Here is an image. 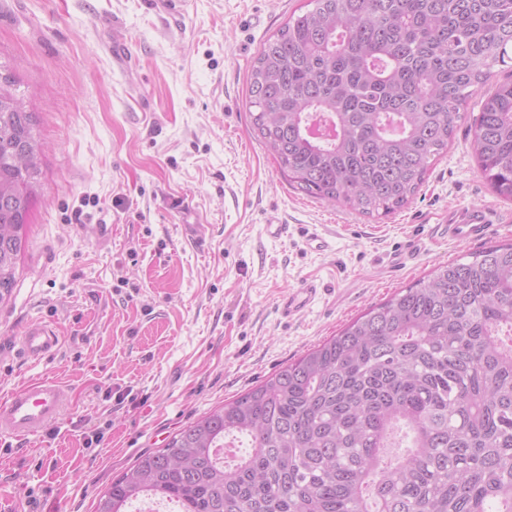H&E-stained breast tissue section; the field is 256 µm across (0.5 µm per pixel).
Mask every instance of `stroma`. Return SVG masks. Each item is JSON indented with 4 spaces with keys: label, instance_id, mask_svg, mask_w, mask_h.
I'll return each instance as SVG.
<instances>
[{
    "label": "stroma",
    "instance_id": "stroma-1",
    "mask_svg": "<svg viewBox=\"0 0 512 512\" xmlns=\"http://www.w3.org/2000/svg\"><path fill=\"white\" fill-rule=\"evenodd\" d=\"M303 2L185 0L175 20L158 0H0V66L44 145L17 283L0 303V398L40 378L70 391L41 436L0 439L6 512H95L172 433L438 265L512 242V201L471 149L475 102L414 199L383 221L281 176L251 130L248 77ZM470 207L497 213L494 233L447 237L449 214ZM189 216L208 225L203 242L182 237ZM273 219L287 236L267 234ZM312 232L331 249L309 250ZM308 279L322 294L281 318V297ZM35 319L60 348L24 362L14 341Z\"/></svg>",
    "mask_w": 512,
    "mask_h": 512
}]
</instances>
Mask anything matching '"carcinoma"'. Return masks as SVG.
Wrapping results in <instances>:
<instances>
[{
  "label": "carcinoma",
  "instance_id": "carcinoma-1",
  "mask_svg": "<svg viewBox=\"0 0 512 512\" xmlns=\"http://www.w3.org/2000/svg\"><path fill=\"white\" fill-rule=\"evenodd\" d=\"M254 60L252 128L296 189L369 218L407 205L492 69L512 0H305ZM0 73V302L41 186L34 113ZM512 200V79L470 126ZM397 428L407 451L387 460ZM246 437L235 464L216 456ZM512 512V243L463 255L368 308L264 382L138 457L96 512Z\"/></svg>",
  "mask_w": 512,
  "mask_h": 512
}]
</instances>
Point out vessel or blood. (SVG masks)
Returning a JSON list of instances; mask_svg holds the SVG:
<instances>
[{"instance_id": "b4317fda", "label": "vessel or blood", "mask_w": 512, "mask_h": 512, "mask_svg": "<svg viewBox=\"0 0 512 512\" xmlns=\"http://www.w3.org/2000/svg\"><path fill=\"white\" fill-rule=\"evenodd\" d=\"M493 214L485 208H469L445 226L448 237L460 241L485 238L493 231ZM320 293L316 281H306L302 287L284 295L278 305L283 317L295 316L313 303ZM15 348L23 358L38 359L54 356L59 349L55 327L42 320H32L15 340ZM67 402L62 386L51 379L26 383L0 400V437L23 439L41 434L61 415Z\"/></svg>"}]
</instances>
